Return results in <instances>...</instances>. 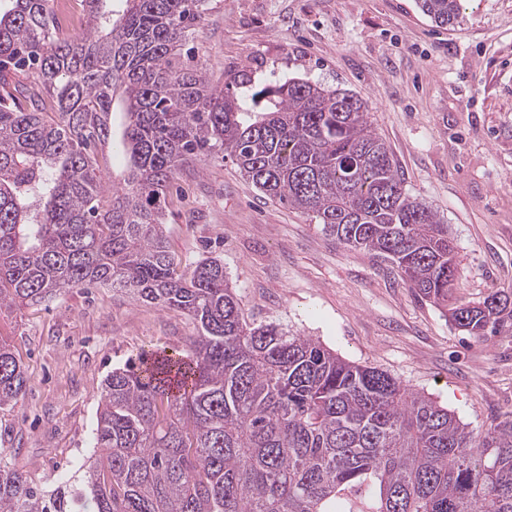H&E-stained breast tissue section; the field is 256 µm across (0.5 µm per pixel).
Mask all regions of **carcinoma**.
Masks as SVG:
<instances>
[{
    "label": "carcinoma",
    "instance_id": "carcinoma-1",
    "mask_svg": "<svg viewBox=\"0 0 512 512\" xmlns=\"http://www.w3.org/2000/svg\"><path fill=\"white\" fill-rule=\"evenodd\" d=\"M49 0L0 11V307L78 286L120 289L197 324L187 354L157 351L106 379L100 455L48 494L0 463V512H512V418L479 437L447 407L311 336L245 316L224 265L183 266L163 234L176 172L230 158L271 200L312 212L344 245L390 263L460 331L512 333V293L455 296L453 239L410 198L359 96L291 79L239 98L174 66L205 0ZM462 0H418L437 26ZM35 77L34 91L15 80ZM127 177L98 169L115 98ZM25 387L0 344V407Z\"/></svg>",
    "mask_w": 512,
    "mask_h": 512
}]
</instances>
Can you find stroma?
<instances>
[{"instance_id": "35a3bbf8", "label": "stroma", "mask_w": 512, "mask_h": 512, "mask_svg": "<svg viewBox=\"0 0 512 512\" xmlns=\"http://www.w3.org/2000/svg\"><path fill=\"white\" fill-rule=\"evenodd\" d=\"M454 29L416 0H208L181 67L217 86L304 79L363 98L406 193L447 222L459 296L512 289V0H464ZM185 265L221 260L249 319L319 339L431 394L474 433L512 416V334L475 338L390 263L262 197L231 160L182 166L164 224ZM187 315L101 286L0 308L25 393L0 407V459L49 492L84 480L105 379L140 352L187 350Z\"/></svg>"}]
</instances>
